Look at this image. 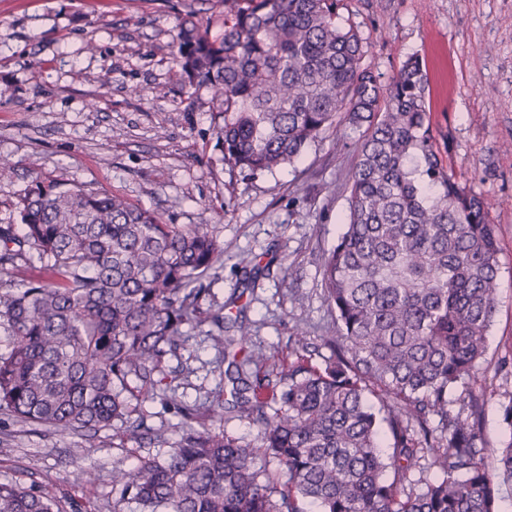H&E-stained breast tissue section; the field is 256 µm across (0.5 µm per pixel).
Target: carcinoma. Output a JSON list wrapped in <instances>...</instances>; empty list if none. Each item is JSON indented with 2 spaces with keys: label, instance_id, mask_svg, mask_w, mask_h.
I'll return each instance as SVG.
<instances>
[{
  "label": "carcinoma",
  "instance_id": "carcinoma-1",
  "mask_svg": "<svg viewBox=\"0 0 512 512\" xmlns=\"http://www.w3.org/2000/svg\"><path fill=\"white\" fill-rule=\"evenodd\" d=\"M214 34L192 13L175 62L191 95L207 89L223 115L224 161L271 171L343 119L364 128L348 177L346 230L322 263L336 313L333 355H303L274 374L248 351L250 330L214 346L229 366L228 411L256 415L258 447L210 427L224 411L180 407L189 421L172 454L117 469L119 500L139 512H495L512 483V443L484 463L478 398L448 413V395L485 354L497 308L499 244L490 201L439 158L429 88L416 57L387 85L365 64L367 38L341 0H223ZM0 226V265L39 262L50 277L0 284V410L24 425L78 433L112 427L153 399L166 356L203 322L197 284L222 264L206 224H167L117 194L35 177ZM142 381L125 394L128 380ZM378 393L380 407L366 403ZM272 414H267L266 409ZM387 426L392 452L379 450ZM438 476L416 493L405 473L422 450ZM276 462L274 473L259 460ZM0 512H81L45 485L0 482Z\"/></svg>",
  "mask_w": 512,
  "mask_h": 512
}]
</instances>
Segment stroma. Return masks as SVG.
Here are the masks:
<instances>
[{
    "instance_id": "1",
    "label": "stroma",
    "mask_w": 512,
    "mask_h": 512,
    "mask_svg": "<svg viewBox=\"0 0 512 512\" xmlns=\"http://www.w3.org/2000/svg\"><path fill=\"white\" fill-rule=\"evenodd\" d=\"M220 23L219 0H0V225L33 175L66 169L71 184L124 196L169 224H207L224 263L202 309L241 317L264 369L305 352L323 365L336 314L321 266L344 230L346 182L359 131L310 142L301 160L271 171L231 169L216 144L223 119L207 92L188 97L174 62L187 12ZM370 46L365 63L390 80L408 57L428 77L438 147L460 182L495 203L500 245L497 311L483 360L449 395L480 399L479 444L512 439V0H344ZM166 357V398L138 405L127 425L80 434L33 429L0 413V482L52 484L83 512H134L112 491L115 469L165 458L182 431L177 404L217 406L228 362L207 332ZM304 340H296V330ZM93 479H86V471Z\"/></svg>"
}]
</instances>
